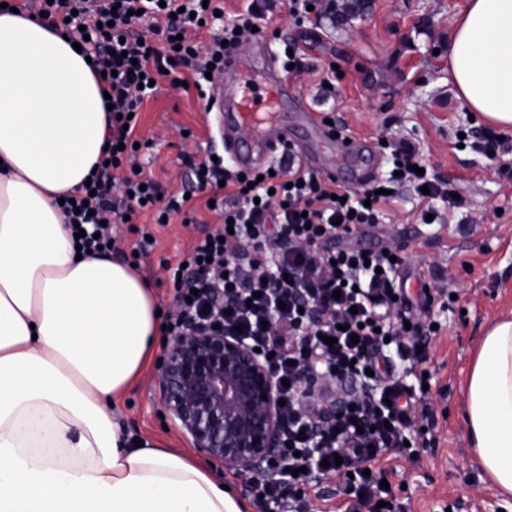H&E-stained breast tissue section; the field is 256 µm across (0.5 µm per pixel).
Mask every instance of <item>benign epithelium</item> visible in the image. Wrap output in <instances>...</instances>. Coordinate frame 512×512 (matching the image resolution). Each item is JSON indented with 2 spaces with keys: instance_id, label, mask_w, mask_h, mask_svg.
Wrapping results in <instances>:
<instances>
[{
  "instance_id": "obj_1",
  "label": "benign epithelium",
  "mask_w": 512,
  "mask_h": 512,
  "mask_svg": "<svg viewBox=\"0 0 512 512\" xmlns=\"http://www.w3.org/2000/svg\"><path fill=\"white\" fill-rule=\"evenodd\" d=\"M181 318L168 337L156 382L167 418L177 424L190 447L239 479L244 494L255 482L270 480L283 447L285 419L276 398V381L265 357L245 339L214 323L198 321L175 307ZM325 380L318 369L301 372L304 397ZM366 393L354 383L324 400L311 418L315 429L335 422L345 406Z\"/></svg>"
}]
</instances>
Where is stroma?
Segmentation results:
<instances>
[{
	"instance_id": "obj_1",
	"label": "stroma",
	"mask_w": 512,
	"mask_h": 512,
	"mask_svg": "<svg viewBox=\"0 0 512 512\" xmlns=\"http://www.w3.org/2000/svg\"><path fill=\"white\" fill-rule=\"evenodd\" d=\"M467 0H360L358 12H325L317 35L288 16L278 0L264 35L271 47L283 41L304 44L311 71L295 84L320 112L332 113L344 132L367 142L379 159L377 179L390 175L393 144L406 140L429 178L456 193V203L422 197L414 184L400 187L384 207L381 223L362 226L350 246L383 245L404 259V287L410 296L427 289L435 298L428 326L425 368L427 396L408 406L413 424L409 448L384 461L393 487V512H484L495 500L512 512V497L488 482L475 457L466 423V382L485 330L512 318V149L491 156L484 137L491 125L472 119L448 79V38ZM340 70L332 90L318 85V70ZM469 136L459 140V130ZM146 142L138 161L165 189L189 188L187 159H202L212 142L205 111L194 91L163 81L141 115ZM432 212V223L421 215ZM195 221L173 217L157 228L155 247L136 264L150 282L167 322L174 303L164 263L175 260L220 217L198 206ZM162 348L113 410L128 433L154 439L195 457L180 430L161 417L156 379Z\"/></svg>"
}]
</instances>
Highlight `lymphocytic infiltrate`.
Wrapping results in <instances>:
<instances>
[{
	"label": "lymphocytic infiltrate",
	"instance_id": "1",
	"mask_svg": "<svg viewBox=\"0 0 512 512\" xmlns=\"http://www.w3.org/2000/svg\"><path fill=\"white\" fill-rule=\"evenodd\" d=\"M25 10L68 32L85 30L87 51L103 72L113 104L106 148L91 168L90 185L72 194L62 211L83 250H119L108 217L127 220L132 252L148 254L149 227L176 215L190 217L185 197L166 194L137 169L138 116L159 91L158 80L187 74L201 100L211 97L210 67H221L253 27L266 18L256 6L220 17L224 0H25ZM206 30L207 44L191 39ZM407 144L393 152L398 176L353 191L303 168L285 155L273 168L246 174L226 160L190 162L197 191H209L223 221L195 238L182 262L166 264L176 304L204 321H219L271 354L280 384V411L289 427L277 462L279 476L265 483V497L284 512H312L308 489L314 476L345 478L355 494L353 512H381L390 491L382 487V462L403 447L412 425L401 401L411 385L397 363L416 369L427 359L426 341L405 323L415 302L404 287L402 261L383 248L345 246L354 228L378 223L389 194L404 182L428 186L415 173ZM321 366L330 382L358 380L372 386L335 424L311 433L312 405L299 400L300 371Z\"/></svg>",
	"mask_w": 512,
	"mask_h": 512
}]
</instances>
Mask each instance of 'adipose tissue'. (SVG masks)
Masks as SVG:
<instances>
[{"label": "adipose tissue", "mask_w": 512, "mask_h": 512, "mask_svg": "<svg viewBox=\"0 0 512 512\" xmlns=\"http://www.w3.org/2000/svg\"><path fill=\"white\" fill-rule=\"evenodd\" d=\"M75 35L0 11V512H243L187 455L112 411L159 334L146 278L78 256L59 199L105 147L104 84ZM448 75L484 122L512 126V0H468ZM474 449L512 495V319L466 385Z\"/></svg>", "instance_id": "adipose-tissue-1"}]
</instances>
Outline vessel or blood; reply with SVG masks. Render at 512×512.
I'll return each instance as SVG.
<instances>
[{
    "label": "vessel or blood",
    "mask_w": 512,
    "mask_h": 512,
    "mask_svg": "<svg viewBox=\"0 0 512 512\" xmlns=\"http://www.w3.org/2000/svg\"><path fill=\"white\" fill-rule=\"evenodd\" d=\"M256 84L262 86L263 96L254 94L252 87ZM212 94L210 119L237 169L261 167L288 152L301 165L325 177L339 180L359 172L363 141L335 134L323 124L299 96L267 46H260L248 59L235 52L227 53L222 70L213 76ZM290 101L296 104L298 120L306 123L313 138L328 146V153H315L298 144L285 110ZM247 124L253 125L254 137L245 144L238 140L237 131Z\"/></svg>",
    "instance_id": "b4317fda"
}]
</instances>
